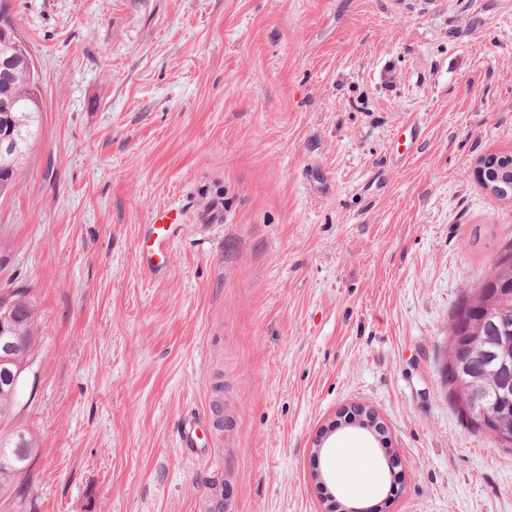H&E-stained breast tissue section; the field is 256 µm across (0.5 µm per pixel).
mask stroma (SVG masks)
<instances>
[{
	"label": "stroma",
	"mask_w": 512,
	"mask_h": 512,
	"mask_svg": "<svg viewBox=\"0 0 512 512\" xmlns=\"http://www.w3.org/2000/svg\"><path fill=\"white\" fill-rule=\"evenodd\" d=\"M40 78L0 294L40 345L39 448L0 512H325L312 440L371 406L381 512H512V447L442 386L451 312L512 243V0H0ZM171 251L141 260L152 213ZM200 419L202 454L179 444ZM344 481L376 448L341 432ZM334 482L332 491L343 488ZM349 409H350V407L347 410L345 409L344 411L340 412L337 416V417H339V416H343L345 414L344 415L345 420L343 418V423H342V421L338 422V420H336V416H335L334 419H331L327 425L323 426L316 433V435L314 436L313 441H312V448H314L316 454L319 455L323 451L324 448L328 447V446H326L328 441L330 440V438L332 436H336V432L338 430H340L344 427H350V428H355V429L361 430V431L369 434L370 436H372L374 438V440L376 439L380 443V447H381L380 449L383 452V453L381 452V457L385 461V463L388 467L389 473L392 477L394 469H395V465H397V463L399 462V456H398L396 450L393 452H390L389 448H387V446H385L383 440L386 439V437L384 436L385 430H384L383 425H381V423H379V422H373L368 417V415H364V414L356 415ZM346 418H347V420H346Z\"/></svg>",
	"instance_id": "1"
}]
</instances>
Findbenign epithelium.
Wrapping results in <instances>:
<instances>
[{
	"instance_id": "benign-epithelium-1",
	"label": "benign epithelium",
	"mask_w": 512,
	"mask_h": 512,
	"mask_svg": "<svg viewBox=\"0 0 512 512\" xmlns=\"http://www.w3.org/2000/svg\"><path fill=\"white\" fill-rule=\"evenodd\" d=\"M8 299L0 296V391H14L19 372L10 363L11 353L20 336L11 320ZM453 353L449 371L452 379L461 387V408L471 425L494 436L503 446H512V336L452 337ZM345 420L332 419L314 436L312 448L321 453L330 438L344 427L361 430L378 442L381 457L389 472H394L399 462L397 452L389 451L383 444L385 430L379 422L368 416L343 411Z\"/></svg>"
}]
</instances>
